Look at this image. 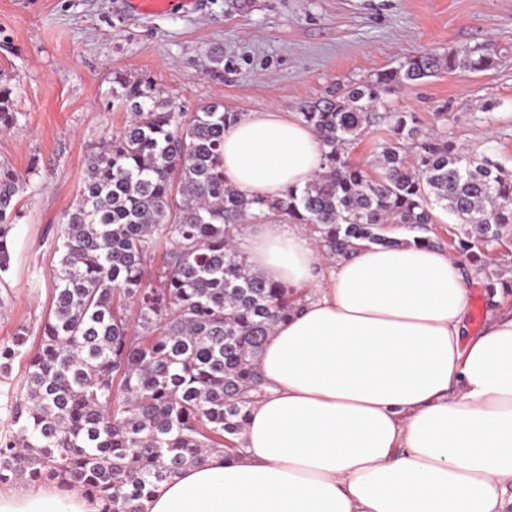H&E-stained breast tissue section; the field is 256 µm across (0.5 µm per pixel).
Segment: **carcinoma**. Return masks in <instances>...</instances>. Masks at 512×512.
I'll return each mask as SVG.
<instances>
[{
	"label": "carcinoma",
	"instance_id": "cac0c4a2",
	"mask_svg": "<svg viewBox=\"0 0 512 512\" xmlns=\"http://www.w3.org/2000/svg\"><path fill=\"white\" fill-rule=\"evenodd\" d=\"M485 45L424 50L363 83L298 105L325 167L300 191L251 197L224 178L222 104L192 114L158 97L151 78L117 73L128 123L90 153L76 206L61 227L52 309L38 347L22 326L0 345V384L25 364V392L9 396L0 432V483L26 479L78 489L99 512H142L141 501L185 467L229 458L262 382L257 360L305 293L266 280L235 244L248 221L302 224L320 252L366 244L434 246L439 204L463 221L449 239L485 288L512 292V252L489 270L486 248L512 242V168L477 145L426 132L383 94L463 66L485 71ZM15 87L0 82V131L15 129ZM383 128L368 173L345 152ZM26 178L0 161V273L9 269L16 197ZM403 228L411 238L388 235ZM164 265L147 271L161 242Z\"/></svg>",
	"mask_w": 512,
	"mask_h": 512
}]
</instances>
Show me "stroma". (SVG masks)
Returning a JSON list of instances; mask_svg holds the SVG:
<instances>
[{"label": "stroma", "mask_w": 512, "mask_h": 512, "mask_svg": "<svg viewBox=\"0 0 512 512\" xmlns=\"http://www.w3.org/2000/svg\"><path fill=\"white\" fill-rule=\"evenodd\" d=\"M495 44L492 69L460 68L393 88L389 107L428 128L446 109L445 131L478 143L512 168V0H194L160 14L132 0H0V78L15 86L18 126L0 134V159L29 180L17 197L0 344L18 327L39 343L52 306L64 214L77 203L92 149L127 114L113 76L150 75L176 111L212 102L236 112H293L336 83L366 81L422 50ZM224 61L212 72L208 53ZM491 110H481L484 102ZM38 172H30V165ZM467 324L512 309V293L489 295L469 272Z\"/></svg>", "instance_id": "obj_1"}]
</instances>
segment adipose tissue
Segmentation results:
<instances>
[{
    "mask_svg": "<svg viewBox=\"0 0 512 512\" xmlns=\"http://www.w3.org/2000/svg\"><path fill=\"white\" fill-rule=\"evenodd\" d=\"M324 166L296 115L244 112L224 131L242 194L304 187ZM268 281L306 290L259 364L233 459L160 483L145 512H504L512 486V310L467 332L460 261L433 247L360 246L321 276L303 225L236 240ZM0 512H98L76 491L17 489Z\"/></svg>",
    "mask_w": 512,
    "mask_h": 512,
    "instance_id": "adipose-tissue-1",
    "label": "adipose tissue"
}]
</instances>
